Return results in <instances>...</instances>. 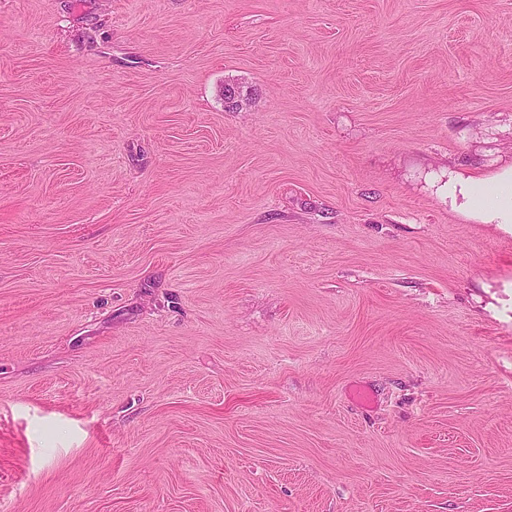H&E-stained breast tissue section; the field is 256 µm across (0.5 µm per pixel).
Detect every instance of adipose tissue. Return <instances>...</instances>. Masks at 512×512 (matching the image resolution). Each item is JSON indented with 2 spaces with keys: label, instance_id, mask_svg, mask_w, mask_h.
<instances>
[{
  "label": "adipose tissue",
  "instance_id": "adipose-tissue-1",
  "mask_svg": "<svg viewBox=\"0 0 512 512\" xmlns=\"http://www.w3.org/2000/svg\"><path fill=\"white\" fill-rule=\"evenodd\" d=\"M447 196L450 208L470 220L512 224V164L487 177H449Z\"/></svg>",
  "mask_w": 512,
  "mask_h": 512
}]
</instances>
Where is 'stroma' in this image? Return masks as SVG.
<instances>
[{
    "mask_svg": "<svg viewBox=\"0 0 512 512\" xmlns=\"http://www.w3.org/2000/svg\"><path fill=\"white\" fill-rule=\"evenodd\" d=\"M511 163L512 0H0V512H512ZM447 196L452 210L479 224H512V164L487 177L449 176Z\"/></svg>",
    "mask_w": 512,
    "mask_h": 512,
    "instance_id": "obj_1",
    "label": "stroma"
}]
</instances>
